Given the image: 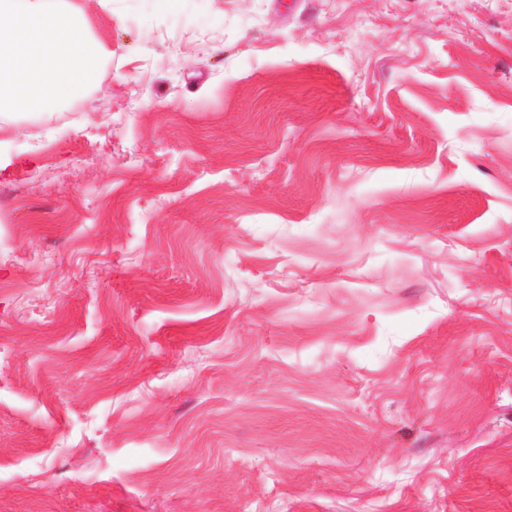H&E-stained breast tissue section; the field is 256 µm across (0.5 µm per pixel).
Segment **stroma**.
<instances>
[{
	"mask_svg": "<svg viewBox=\"0 0 512 512\" xmlns=\"http://www.w3.org/2000/svg\"><path fill=\"white\" fill-rule=\"evenodd\" d=\"M0 122V512H512V0H112Z\"/></svg>",
	"mask_w": 512,
	"mask_h": 512,
	"instance_id": "stroma-1",
	"label": "stroma"
}]
</instances>
